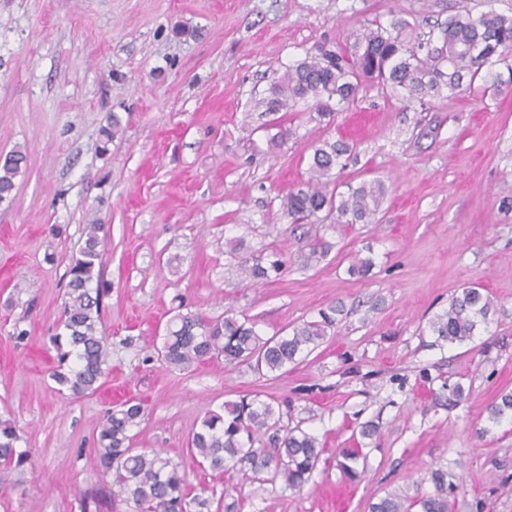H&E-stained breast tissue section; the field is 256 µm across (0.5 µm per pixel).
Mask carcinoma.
Listing matches in <instances>:
<instances>
[{
  "mask_svg": "<svg viewBox=\"0 0 512 512\" xmlns=\"http://www.w3.org/2000/svg\"><path fill=\"white\" fill-rule=\"evenodd\" d=\"M429 31L426 41L412 37V26L402 18L389 23H367L350 47L322 43L288 65L256 101L259 127L276 133L269 137L279 146L293 135L282 126L280 112H300L322 124L353 106L365 83L377 84L406 103L424 104L448 91L454 95L512 85V13L493 10L475 14L468 0ZM442 45L431 47L434 34ZM356 144L325 138L315 146L309 179L277 195L282 213L293 223L310 222L325 211L336 214L343 227L368 224L376 216L386 194L379 181L348 187L340 193L330 188L333 170L355 153ZM26 154L15 150L0 165V200L14 189ZM102 224H88L85 239L69 267V281L60 321L62 332L52 338L59 365L52 379L60 393L84 397L96 393L109 374L110 342L104 328L101 288ZM282 261L277 254L251 255L239 265L242 280L261 284L277 275ZM494 304L478 287H464L454 294L448 309L428 323L434 344L464 343L478 326L488 323ZM340 309L319 313L320 320L306 321L286 336H263L248 318L238 319L227 310L211 318L188 312L174 316L157 349L167 364L185 368L222 357L227 364H245L259 375L279 372L299 364L314 351L336 325ZM290 401L277 404L246 394L210 411L188 439L198 464L220 474L240 465L263 484L282 481L288 490L301 489L311 478L324 451L313 434L293 423ZM488 421L499 424L512 414V390L502 388L487 407ZM144 415L135 399L113 406L99 425L94 453L99 469L109 479L112 498L120 499L125 512H237L239 501L224 502L203 494H191L186 473L159 451L134 447L131 430ZM381 425L368 420L359 425L355 447L338 452L337 466L349 480L360 476L357 463L362 440L380 437ZM20 436L13 423L0 420V469L33 466L31 453L18 447ZM456 475L442 468L431 472L433 490L416 497L397 492L371 504L370 512H453Z\"/></svg>",
  "mask_w": 512,
  "mask_h": 512,
  "instance_id": "cac0c4a2",
  "label": "carcinoma"
}]
</instances>
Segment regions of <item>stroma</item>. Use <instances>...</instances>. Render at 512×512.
<instances>
[{
    "label": "stroma",
    "instance_id": "35a3bbf8",
    "mask_svg": "<svg viewBox=\"0 0 512 512\" xmlns=\"http://www.w3.org/2000/svg\"><path fill=\"white\" fill-rule=\"evenodd\" d=\"M458 0H0V156L25 150L0 201V419L11 420L35 469H0V512H82L104 479L93 438L112 402L141 399L135 445L163 450L193 489L237 486L241 512H369L398 491H431L429 472L457 475V512H512V422L487 406L512 389V86L406 105L368 84L330 128L290 112L295 131L272 147L254 97L316 43L351 45L371 19L445 21ZM189 35H179V28ZM111 143L100 131L110 115ZM345 137L356 155L338 191L379 180L374 223L292 224L279 190L309 177L313 149ZM104 229L103 299L110 374L85 397L51 378L68 277L85 225ZM278 253L280 274L241 282L228 243ZM322 241L318 264L304 258ZM371 254L368 277L352 276ZM495 306L462 345H432L427 322L458 289ZM340 308L333 335L286 373L258 377L213 359L187 369L158 359L169 318L245 315L264 336ZM27 331L15 342L14 328ZM401 377L405 386L393 384ZM443 377L455 406L432 396ZM289 399L325 450L296 491L201 468L188 437L204 415L248 393ZM379 419L377 444L345 484L336 451L356 424Z\"/></svg>",
    "mask_w": 512,
    "mask_h": 512
}]
</instances>
